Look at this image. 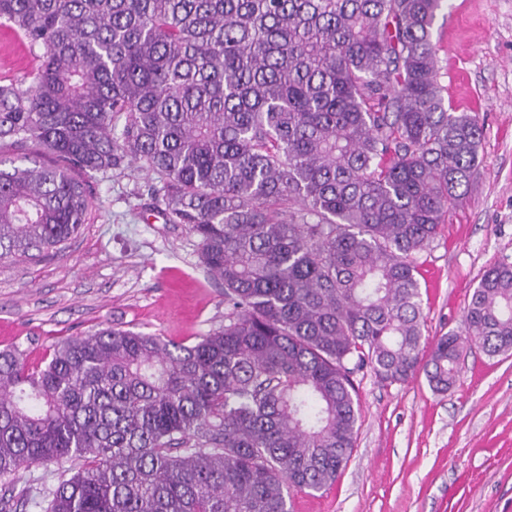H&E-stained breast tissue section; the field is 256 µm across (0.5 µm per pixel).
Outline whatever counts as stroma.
<instances>
[{"instance_id": "35a3bbf8", "label": "stroma", "mask_w": 512, "mask_h": 512, "mask_svg": "<svg viewBox=\"0 0 512 512\" xmlns=\"http://www.w3.org/2000/svg\"><path fill=\"white\" fill-rule=\"evenodd\" d=\"M439 82L456 112L483 127L473 181L417 259L422 348L459 329L482 273L512 263V0H446L433 28ZM37 61L0 26V84L24 82ZM147 175L113 171L90 186L77 236L47 255L0 259V351L29 366L52 347L107 326L192 344L224 325V289L205 271L197 237L149 208ZM354 450L336 482L291 495L292 512H512V354L465 348L455 384L424 374L383 383L354 376ZM57 464L0 479V512H34L21 490L54 487Z\"/></svg>"}]
</instances>
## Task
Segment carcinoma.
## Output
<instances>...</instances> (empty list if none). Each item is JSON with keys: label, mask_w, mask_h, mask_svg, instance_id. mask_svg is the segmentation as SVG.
<instances>
[{"label": "carcinoma", "mask_w": 512, "mask_h": 512, "mask_svg": "<svg viewBox=\"0 0 512 512\" xmlns=\"http://www.w3.org/2000/svg\"><path fill=\"white\" fill-rule=\"evenodd\" d=\"M443 2L0 0L39 60L0 84V259L70 239L90 180L135 164L226 310L192 345L107 327L42 367L0 352L1 478L78 463L42 512H290L336 482L353 375L419 370L417 255L477 168V115L439 83ZM468 345L512 352L511 263L436 339L434 390Z\"/></svg>", "instance_id": "obj_1"}]
</instances>
